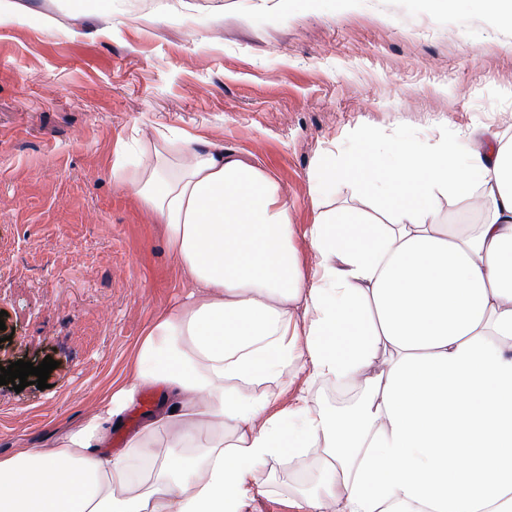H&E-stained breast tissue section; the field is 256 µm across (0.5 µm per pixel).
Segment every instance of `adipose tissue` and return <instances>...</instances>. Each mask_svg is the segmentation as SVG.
<instances>
[{
    "instance_id": "obj_1",
    "label": "adipose tissue",
    "mask_w": 512,
    "mask_h": 512,
    "mask_svg": "<svg viewBox=\"0 0 512 512\" xmlns=\"http://www.w3.org/2000/svg\"><path fill=\"white\" fill-rule=\"evenodd\" d=\"M394 154L380 179L364 151L319 158L314 194L352 176L391 222L320 213L308 279L263 168L175 130L123 144L112 177L162 224L195 289L146 327L96 414L0 456V512H249L256 472L312 443L319 479L294 512H512V141L444 134ZM434 186L474 196L478 223H440ZM304 370L355 403L331 411L303 393L276 410ZM156 384L174 409L103 453L113 418Z\"/></svg>"
}]
</instances>
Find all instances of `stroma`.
I'll list each match as a JSON object with an SVG mask.
<instances>
[{
	"instance_id": "obj_1",
	"label": "stroma",
	"mask_w": 512,
	"mask_h": 512,
	"mask_svg": "<svg viewBox=\"0 0 512 512\" xmlns=\"http://www.w3.org/2000/svg\"><path fill=\"white\" fill-rule=\"evenodd\" d=\"M0 22V366H58L46 389L0 386V455L39 448L91 414L134 366L147 325L193 282L161 225L112 179L132 135L223 144L270 173L303 233L351 217L363 191L311 193L318 158L365 141L385 165L399 140L483 127L512 135V29L454 0H15ZM130 405L104 449L122 452L165 399ZM310 459L270 462L252 512H292Z\"/></svg>"
}]
</instances>
